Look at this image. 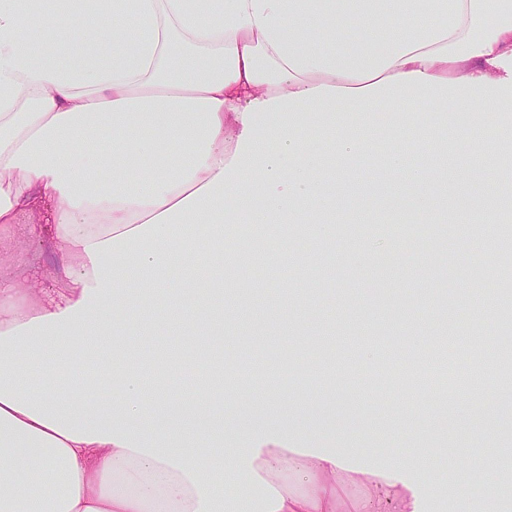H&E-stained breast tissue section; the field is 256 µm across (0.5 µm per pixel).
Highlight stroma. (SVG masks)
Returning <instances> with one entry per match:
<instances>
[{"label": "stroma", "mask_w": 512, "mask_h": 512, "mask_svg": "<svg viewBox=\"0 0 512 512\" xmlns=\"http://www.w3.org/2000/svg\"><path fill=\"white\" fill-rule=\"evenodd\" d=\"M416 118L407 101L370 113L375 130L365 135L367 147L359 157L334 146L344 113H337L334 127L320 140V150L335 158L337 181L357 183L371 198L374 219L360 224L338 214L332 235L291 224L276 236L262 227L255 231L261 248L247 259L236 250L237 225L228 224L224 251L215 254L213 264L198 268L186 260L171 271L169 285L177 294H191L193 286L183 277L193 267L197 278L222 282L225 300L239 299L263 311L244 329L225 317L224 334L213 346L224 355V388L216 400L229 425H247L233 408L239 381L270 390L263 411L303 404V422L334 434L337 444L358 442L390 462L428 448L433 481L456 478L462 471L470 485L481 486L500 473L499 449L512 447V375L489 367L481 393L459 394L452 407L434 394L417 396L404 386L402 375L415 371L419 349L441 345L451 355V372H465L477 365L470 353L477 336L512 331V307L502 308L478 292L472 267L459 261L476 251L485 265L494 266L504 251L473 225L452 223L442 233L431 229V214L397 211L396 201L415 194L418 186L406 170L386 167L385 156L408 150L412 138L433 146L444 142L455 156L465 154L461 140L443 137L439 122L420 126ZM392 220L428 226V235L393 237ZM284 299L299 318L279 316ZM319 313L329 314L330 331L315 329L312 318ZM96 361L79 342L66 373L50 377L38 369L34 376L52 379L63 397L106 404L120 389L111 377H92ZM490 429L497 434L496 448L477 452Z\"/></svg>", "instance_id": "stroma-1"}]
</instances>
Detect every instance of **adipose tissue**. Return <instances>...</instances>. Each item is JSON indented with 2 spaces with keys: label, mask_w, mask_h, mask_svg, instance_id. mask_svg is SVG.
<instances>
[{
  "label": "adipose tissue",
  "mask_w": 512,
  "mask_h": 512,
  "mask_svg": "<svg viewBox=\"0 0 512 512\" xmlns=\"http://www.w3.org/2000/svg\"><path fill=\"white\" fill-rule=\"evenodd\" d=\"M352 10L365 35L340 33ZM79 11L87 26L70 34ZM64 31L50 45L39 32ZM440 114L470 156L512 144V0H0V252L21 241L56 257L50 295L19 275L0 284V512H223L224 473L258 512H336L339 488L366 489L359 512L390 493L392 512H422V458L374 462L293 416L237 436L207 393L171 399L160 371L133 356L142 336L224 333V290L144 306L192 238L224 227L332 224L342 191L293 127L347 115L341 144L378 104ZM391 165L440 186L464 224L512 222V195L488 179L481 201L449 198L456 160ZM122 309L135 329L115 325ZM112 347L122 396L63 400L38 384L37 359L60 365L77 337ZM205 449L197 457L195 449ZM458 512H500L512 473L480 497L459 484Z\"/></svg>",
  "instance_id": "obj_1"
}]
</instances>
